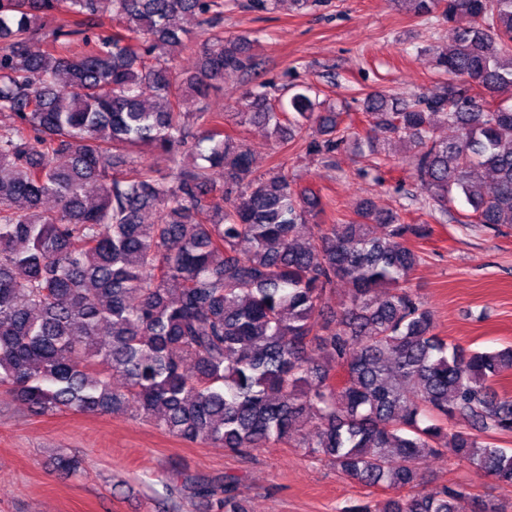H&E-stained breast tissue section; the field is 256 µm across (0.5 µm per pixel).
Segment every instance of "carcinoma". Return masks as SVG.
Segmentation results:
<instances>
[{
    "instance_id": "obj_1",
    "label": "carcinoma",
    "mask_w": 512,
    "mask_h": 512,
    "mask_svg": "<svg viewBox=\"0 0 512 512\" xmlns=\"http://www.w3.org/2000/svg\"><path fill=\"white\" fill-rule=\"evenodd\" d=\"M401 2L448 24L437 66L451 82L411 101L369 93L354 144L416 148L430 211L446 216L461 196L465 219L512 224V106L494 98L512 86V0ZM225 5L0 0V385L39 414L125 410L231 453L304 448L396 492L346 512H500L462 485L421 492L416 480L421 460L449 448L512 487V451L493 442L512 434V396L495 388L512 347L478 352L434 333L409 286L422 260L414 242L432 225L403 224L370 200L344 224H309L318 193L282 170L254 176L224 113L183 111L189 96L204 102L260 66L248 37L224 38ZM54 14L62 23L30 52ZM179 19L203 30L189 75L173 66ZM313 91L285 104L263 84L237 117L282 146L313 127L307 151L330 157L341 113ZM437 117L451 137H436ZM142 145L167 155L169 173L142 164ZM341 284L339 312L320 321ZM222 493L218 512H247L234 481Z\"/></svg>"
}]
</instances>
